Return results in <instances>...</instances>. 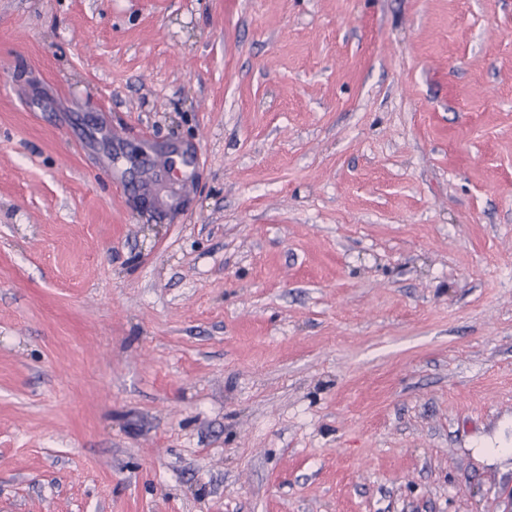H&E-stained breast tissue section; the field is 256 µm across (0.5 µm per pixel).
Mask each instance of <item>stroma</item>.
Segmentation results:
<instances>
[{"instance_id": "35a3bbf8", "label": "stroma", "mask_w": 512, "mask_h": 512, "mask_svg": "<svg viewBox=\"0 0 512 512\" xmlns=\"http://www.w3.org/2000/svg\"><path fill=\"white\" fill-rule=\"evenodd\" d=\"M0 512H512V0H0Z\"/></svg>"}]
</instances>
